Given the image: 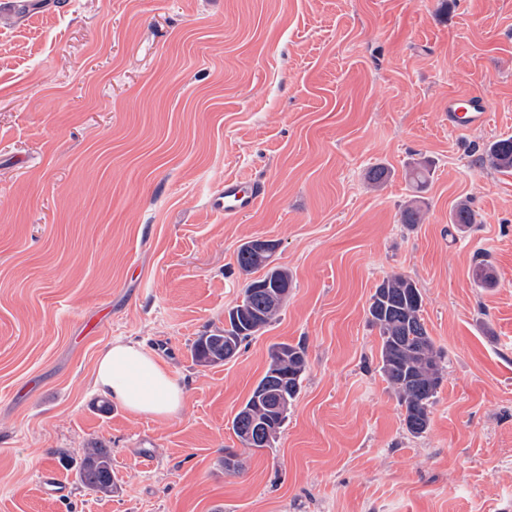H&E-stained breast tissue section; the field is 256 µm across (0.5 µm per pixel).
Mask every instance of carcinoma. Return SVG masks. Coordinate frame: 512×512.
I'll use <instances>...</instances> for the list:
<instances>
[{
    "label": "carcinoma",
    "instance_id": "cac0c4a2",
    "mask_svg": "<svg viewBox=\"0 0 512 512\" xmlns=\"http://www.w3.org/2000/svg\"><path fill=\"white\" fill-rule=\"evenodd\" d=\"M484 155L492 167L512 169V137L491 143ZM421 219V206L414 198L402 210L401 220L414 225ZM475 222L467 204L456 206L451 223L467 227ZM273 256L274 249H265L258 239L239 246L236 261L242 273L250 275L260 268L267 272L247 283L241 303L227 312L224 327L194 342L192 357L197 364L209 366L232 360L243 343L261 335L277 318L292 279L287 268L273 265ZM423 305L415 281L398 273L375 288L367 309L368 321L380 338L379 372L396 396L406 431L416 437L430 426L431 407L443 381L442 353L422 317ZM307 366L302 345L283 342L270 347L265 373L232 419V430L244 447L254 451L272 447L288 418L287 412L274 407L280 401L293 405ZM77 479L87 489L111 491V450L97 444L84 449Z\"/></svg>",
    "mask_w": 512,
    "mask_h": 512
}]
</instances>
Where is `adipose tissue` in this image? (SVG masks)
<instances>
[{"label":"adipose tissue","instance_id":"ef3b65f1","mask_svg":"<svg viewBox=\"0 0 512 512\" xmlns=\"http://www.w3.org/2000/svg\"><path fill=\"white\" fill-rule=\"evenodd\" d=\"M93 386L104 398L135 416L167 419L176 415L185 390L159 358L139 342L115 341L100 354Z\"/></svg>","mask_w":512,"mask_h":512}]
</instances>
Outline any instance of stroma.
I'll return each instance as SVG.
<instances>
[{"label":"stroma","instance_id":"35a3bbf8","mask_svg":"<svg viewBox=\"0 0 512 512\" xmlns=\"http://www.w3.org/2000/svg\"><path fill=\"white\" fill-rule=\"evenodd\" d=\"M461 92L487 100L484 126L449 128ZM507 137L512 0H0V512H512V171L482 158ZM230 177L263 194L227 222L209 203ZM252 239L277 242L288 299L234 359L197 365ZM395 273L444 354L419 437L366 316ZM116 339L184 384L175 416L103 410L92 374ZM280 342L309 367L254 452L232 419ZM94 443L106 494L76 478ZM46 465L67 496L42 494Z\"/></svg>","mask_w":512,"mask_h":512}]
</instances>
